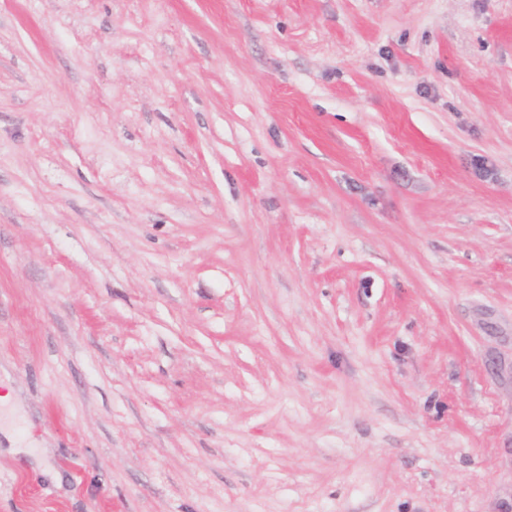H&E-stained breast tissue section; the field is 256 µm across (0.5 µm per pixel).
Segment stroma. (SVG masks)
I'll list each match as a JSON object with an SVG mask.
<instances>
[{"label":"stroma","instance_id":"stroma-1","mask_svg":"<svg viewBox=\"0 0 512 512\" xmlns=\"http://www.w3.org/2000/svg\"><path fill=\"white\" fill-rule=\"evenodd\" d=\"M512 0H0V512H512Z\"/></svg>","mask_w":512,"mask_h":512}]
</instances>
